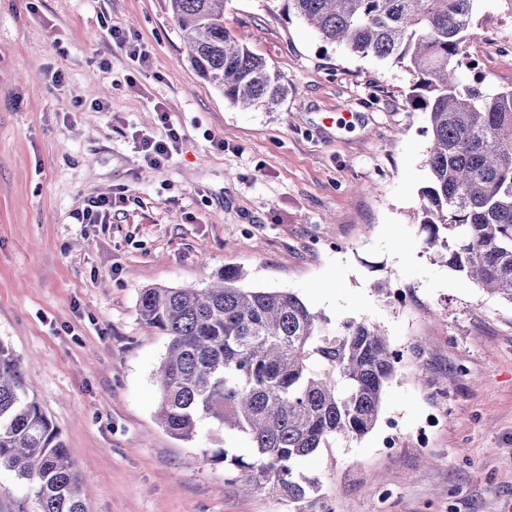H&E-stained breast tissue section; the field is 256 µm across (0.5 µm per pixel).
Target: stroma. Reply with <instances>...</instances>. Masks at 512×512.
<instances>
[{
	"instance_id": "35a3bbf8",
	"label": "stroma",
	"mask_w": 512,
	"mask_h": 512,
	"mask_svg": "<svg viewBox=\"0 0 512 512\" xmlns=\"http://www.w3.org/2000/svg\"><path fill=\"white\" fill-rule=\"evenodd\" d=\"M475 36L512 39V0H476ZM138 34L136 69L107 28ZM224 26L279 73L271 109L230 105L192 69L169 0H0V345L17 360L91 490L88 512H296L249 472L207 465L215 436H171L156 411L166 336L142 289L227 267L331 322L377 324L404 357L381 422L301 469L335 512H506L512 505V304L424 247L426 115L413 76L329 44L280 0H227ZM105 111L93 108V101ZM163 104L181 140L147 166ZM123 192L103 224L83 200ZM406 291V302L377 284ZM446 424L417 438L427 417ZM399 445L386 450L387 420Z\"/></svg>"
}]
</instances>
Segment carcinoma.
I'll list each match as a JSON object with an SVG mask.
<instances>
[{
    "mask_svg": "<svg viewBox=\"0 0 512 512\" xmlns=\"http://www.w3.org/2000/svg\"><path fill=\"white\" fill-rule=\"evenodd\" d=\"M188 60L224 99L272 109L287 88L266 60L224 29L225 0H169ZM281 13L359 56L403 65L418 80L412 105L428 116L430 183L421 191L426 249L512 304V89L486 93L459 78L474 38V0H283ZM226 268L206 288L141 291V321L168 336L158 370L159 423L190 440L205 425L245 434L247 460L205 448L255 485L295 504L314 499L303 460L332 441L371 432L401 362L379 326L330 320L290 291L246 288ZM30 487L38 512H86L65 442L15 359L0 347V470Z\"/></svg>",
    "mask_w": 512,
    "mask_h": 512,
    "instance_id": "cac0c4a2",
    "label": "carcinoma"
}]
</instances>
